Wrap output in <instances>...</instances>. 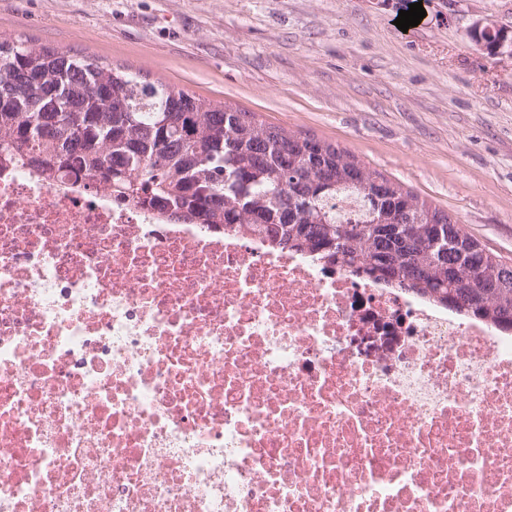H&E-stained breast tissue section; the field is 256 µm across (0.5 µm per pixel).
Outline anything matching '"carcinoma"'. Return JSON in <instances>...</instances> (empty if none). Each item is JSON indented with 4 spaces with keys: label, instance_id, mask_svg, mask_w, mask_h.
Masks as SVG:
<instances>
[{
    "label": "carcinoma",
    "instance_id": "cac0c4a2",
    "mask_svg": "<svg viewBox=\"0 0 512 512\" xmlns=\"http://www.w3.org/2000/svg\"><path fill=\"white\" fill-rule=\"evenodd\" d=\"M0 152L95 177L169 224L239 227L512 330V264L352 153L104 64L0 33Z\"/></svg>",
    "mask_w": 512,
    "mask_h": 512
}]
</instances>
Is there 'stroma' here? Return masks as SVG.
<instances>
[{
    "label": "stroma",
    "mask_w": 512,
    "mask_h": 512,
    "mask_svg": "<svg viewBox=\"0 0 512 512\" xmlns=\"http://www.w3.org/2000/svg\"><path fill=\"white\" fill-rule=\"evenodd\" d=\"M0 0V31L336 144L512 263V0Z\"/></svg>",
    "instance_id": "obj_1"
}]
</instances>
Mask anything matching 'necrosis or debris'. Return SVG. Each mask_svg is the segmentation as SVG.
Wrapping results in <instances>:
<instances>
[{
	"label": "necrosis or debris",
	"mask_w": 512,
	"mask_h": 512,
	"mask_svg": "<svg viewBox=\"0 0 512 512\" xmlns=\"http://www.w3.org/2000/svg\"><path fill=\"white\" fill-rule=\"evenodd\" d=\"M0 512H512V335L0 161Z\"/></svg>",
	"instance_id": "necrosis-or-debris-1"
}]
</instances>
